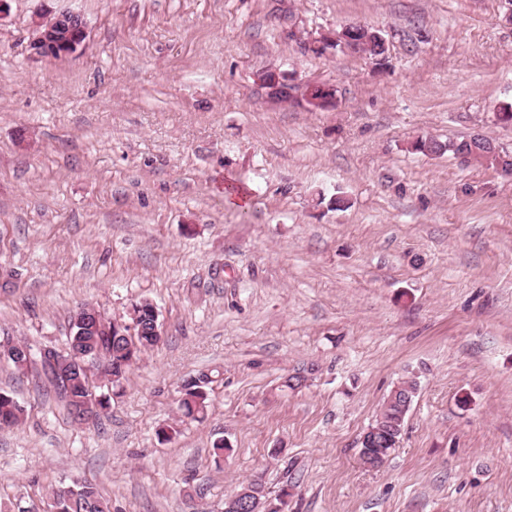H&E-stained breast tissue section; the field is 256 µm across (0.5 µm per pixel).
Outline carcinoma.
Here are the masks:
<instances>
[{
	"label": "carcinoma",
	"instance_id": "1",
	"mask_svg": "<svg viewBox=\"0 0 512 512\" xmlns=\"http://www.w3.org/2000/svg\"><path fill=\"white\" fill-rule=\"evenodd\" d=\"M322 40L340 52L360 53L371 59L387 57V44L385 38L377 31L370 30L364 34V41L360 44H350L343 40L341 32L332 37L324 36ZM410 150L425 156H441L445 153L458 159L460 163L468 165L479 163L492 167H502L512 171V156L499 152L491 139L486 136L472 135L468 138L441 141L428 136H421L410 143ZM135 310L141 313L134 334L129 329H123V335L115 336L110 332L99 330L88 331L86 335H79L80 327L70 325L69 347L79 346L83 351L93 354L99 352L104 357V373L108 377L109 386L106 399L102 406L110 408L114 389L121 386L132 366V349L148 350L156 346L161 337L154 335V305L143 300L133 304ZM31 360L24 368L18 361L11 358L9 362L20 373L35 370L38 377L52 387L55 393L65 402L67 408L75 405V399L84 395L93 386V381L82 379L72 384L71 394H66L58 377L52 368L47 366L42 349H29ZM213 380L203 374L184 384L179 409L188 418L196 419L207 412L210 400V384ZM417 382L404 379L399 382L388 394L383 408L376 418L371 429L376 431V452L387 460L392 451L398 446L404 430L409 407L405 406L406 398H415ZM23 407L10 395L0 392V426L10 427L18 424L23 415ZM53 512H111V504L88 482L78 483L72 489L59 492L54 497Z\"/></svg>",
	"mask_w": 512,
	"mask_h": 512
}]
</instances>
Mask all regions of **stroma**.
Masks as SVG:
<instances>
[{
	"label": "stroma",
	"instance_id": "stroma-1",
	"mask_svg": "<svg viewBox=\"0 0 512 512\" xmlns=\"http://www.w3.org/2000/svg\"><path fill=\"white\" fill-rule=\"evenodd\" d=\"M508 9L0 0V340L64 350L79 307L124 321L143 299L162 328L82 423L0 359L24 408L0 429V512H47L84 481L112 512H224L254 480L282 512H512V177L409 149L483 134L512 155L493 122L512 103ZM65 10L82 49L34 55ZM352 22L385 36L386 65L308 51ZM271 70L335 86L337 106L268 96ZM338 192L349 208L326 204ZM202 373L192 420L178 401ZM407 376L400 444L366 468L360 438ZM211 383H213L212 378L203 374L184 384L179 403V409L184 416L196 419L207 412Z\"/></svg>",
	"mask_w": 512,
	"mask_h": 512
}]
</instances>
